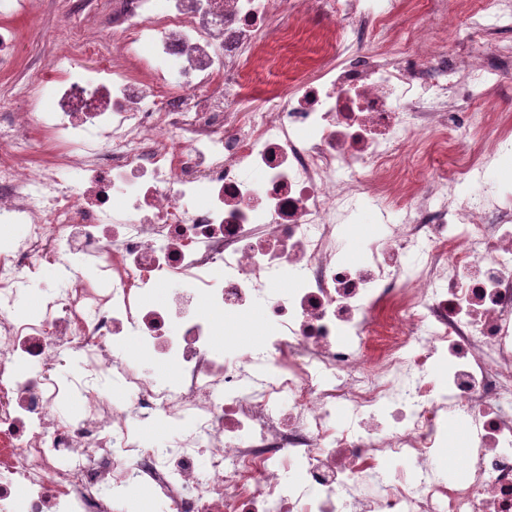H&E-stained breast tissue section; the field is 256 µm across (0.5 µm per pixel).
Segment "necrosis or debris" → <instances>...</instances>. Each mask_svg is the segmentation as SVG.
Returning <instances> with one entry per match:
<instances>
[{
  "instance_id": "4bbe7bcc",
  "label": "necrosis or debris",
  "mask_w": 512,
  "mask_h": 512,
  "mask_svg": "<svg viewBox=\"0 0 512 512\" xmlns=\"http://www.w3.org/2000/svg\"><path fill=\"white\" fill-rule=\"evenodd\" d=\"M406 2L109 0L116 42L74 36L0 92V222L21 227L0 512H124L132 486L164 512H512V193L486 179L512 135L477 104L512 65L485 13L512 0H469L464 49L430 9L398 27ZM31 10L0 0L1 71ZM364 201L384 231L351 264ZM254 318L259 341L217 347ZM452 415L455 478L434 463ZM156 420L173 431L145 446Z\"/></svg>"
}]
</instances>
